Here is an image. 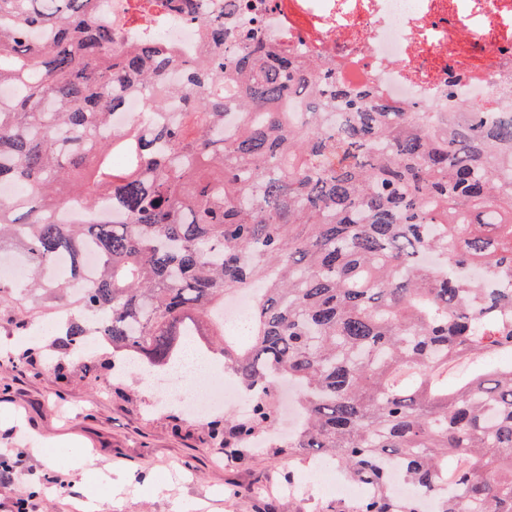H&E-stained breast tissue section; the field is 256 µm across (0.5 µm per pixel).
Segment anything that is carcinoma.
Listing matches in <instances>:
<instances>
[{"label":"carcinoma","mask_w":512,"mask_h":512,"mask_svg":"<svg viewBox=\"0 0 512 512\" xmlns=\"http://www.w3.org/2000/svg\"><path fill=\"white\" fill-rule=\"evenodd\" d=\"M129 10L125 27L100 0H0V87L16 88L0 98V183L17 188L0 250L29 266L27 287H0L13 329L62 312L63 349L96 336L159 369L213 336L251 402L205 424L218 447L275 431L288 382L303 421L277 453L328 457L370 488L336 512H427L429 497L434 512H512V364H483L512 352V119L470 111L459 82V112H395L232 14L201 20L205 53L183 60L140 20L194 19L192 0ZM129 94L146 121L117 126ZM103 198L124 221L47 218ZM89 249L97 275L75 294ZM247 290L239 335L224 302ZM459 361L471 369L450 386ZM82 370L103 383L91 355ZM391 463L412 494L393 493Z\"/></svg>","instance_id":"obj_1"}]
</instances>
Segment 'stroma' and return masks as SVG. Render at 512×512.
<instances>
[{
	"label": "stroma",
	"mask_w": 512,
	"mask_h": 512,
	"mask_svg": "<svg viewBox=\"0 0 512 512\" xmlns=\"http://www.w3.org/2000/svg\"><path fill=\"white\" fill-rule=\"evenodd\" d=\"M14 339L0 312V453L22 456L27 469L0 485V512L26 496L33 512H334L335 497L275 449L217 455L201 420L176 398L155 401L137 371L104 390L51 330L38 338L33 368L10 362Z\"/></svg>",
	"instance_id": "35a3bbf8"
}]
</instances>
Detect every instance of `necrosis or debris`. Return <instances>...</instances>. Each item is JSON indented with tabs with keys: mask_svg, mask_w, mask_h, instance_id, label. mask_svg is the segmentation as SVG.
I'll use <instances>...</instances> for the list:
<instances>
[{
	"mask_svg": "<svg viewBox=\"0 0 512 512\" xmlns=\"http://www.w3.org/2000/svg\"><path fill=\"white\" fill-rule=\"evenodd\" d=\"M267 39L335 69L337 84L379 90L404 112H452L451 78L470 101L512 117V0H251ZM200 24L172 17L154 34L184 57L204 48ZM196 377L164 384L198 415L222 404L232 376L197 393Z\"/></svg>",
	"mask_w": 512,
	"mask_h": 512,
	"instance_id": "obj_1",
	"label": "necrosis or debris"
}]
</instances>
